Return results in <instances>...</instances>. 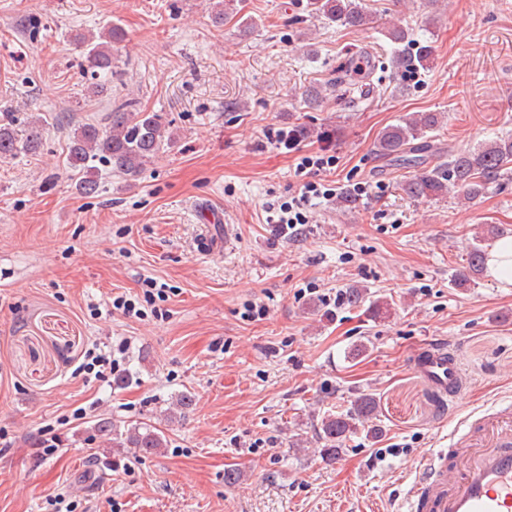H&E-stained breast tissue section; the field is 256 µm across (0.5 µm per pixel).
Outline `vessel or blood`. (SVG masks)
I'll list each match as a JSON object with an SVG mask.
<instances>
[{
	"label": "vessel or blood",
	"mask_w": 512,
	"mask_h": 512,
	"mask_svg": "<svg viewBox=\"0 0 512 512\" xmlns=\"http://www.w3.org/2000/svg\"><path fill=\"white\" fill-rule=\"evenodd\" d=\"M410 367L449 399L463 390L457 350L424 347ZM404 512H512V402L464 417L448 445L430 452L409 489Z\"/></svg>",
	"instance_id": "b4317fda"
}]
</instances>
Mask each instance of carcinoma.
<instances>
[{
	"label": "carcinoma",
	"instance_id": "obj_1",
	"mask_svg": "<svg viewBox=\"0 0 512 512\" xmlns=\"http://www.w3.org/2000/svg\"><path fill=\"white\" fill-rule=\"evenodd\" d=\"M307 9L327 23L344 28L365 27L374 22V17L356 0H308ZM124 36L123 27L115 23L102 26L96 33L74 34L76 44L85 48L82 67L91 79L87 93L99 96L107 91V85L115 74L112 47ZM385 36L397 45L392 54L393 68L401 71L429 68L431 47L423 46L412 55L399 49L400 45L409 42L408 30L393 26L385 30ZM351 86L350 74L344 73L336 76V80L323 90L306 91L304 99L308 106L314 107L323 99L324 90H347ZM5 113L9 121L0 123V160L40 150L44 121L40 118L30 120L18 130L11 119L12 110L7 109ZM443 124L444 114L441 112L403 115L379 133L376 152L389 160L422 168L421 173L401 185L406 196L439 199L453 195L471 202L484 195L490 186L499 184L512 169V136H501L476 149L450 153L446 161L434 162L429 155L433 148L430 134ZM172 139L170 125L159 113L137 110L133 108V100L128 99L113 107L102 120L85 123L74 130L66 164L77 175L76 189L82 194H90L97 189L94 178L96 164L105 163L113 172L133 177ZM500 236V229L490 225L473 238L467 266L454 276V286L464 287L482 275L486 241ZM342 304L349 308L365 305L374 317L389 311L388 303L373 298L368 289L359 286L345 290ZM378 421V403L371 393L355 397L340 412L322 415L316 423L321 443L319 456L327 463L335 462L342 456L351 437L361 431L371 439L380 437L382 429ZM96 429L112 441L114 448H135L143 454H154L166 446L164 432L147 423L131 424L121 429L111 422H99Z\"/></svg>",
	"mask_w": 512,
	"mask_h": 512
}]
</instances>
